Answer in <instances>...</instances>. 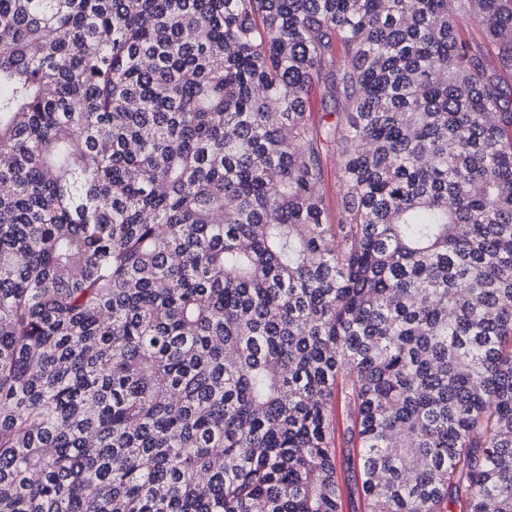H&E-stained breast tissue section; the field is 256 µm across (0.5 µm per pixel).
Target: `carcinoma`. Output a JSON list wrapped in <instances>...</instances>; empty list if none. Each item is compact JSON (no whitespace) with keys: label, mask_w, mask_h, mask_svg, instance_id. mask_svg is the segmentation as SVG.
Here are the masks:
<instances>
[{"label":"carcinoma","mask_w":512,"mask_h":512,"mask_svg":"<svg viewBox=\"0 0 512 512\" xmlns=\"http://www.w3.org/2000/svg\"><path fill=\"white\" fill-rule=\"evenodd\" d=\"M458 13L511 68L512 0ZM353 463L512 512V100L448 0H0V512H344ZM323 162V185L322 190L325 194V201L328 210L329 223H336L337 213V178L336 171L338 167V158L336 151L330 149L324 152L322 156ZM330 411H331V421H332V427L334 429V436H335V451H336V437H337V448L338 452H341V449H343L346 453L345 448H353L351 444L347 446L345 441L347 440V436L345 434V428H346V421H345V412L342 400L340 397L336 399V393H334L333 397L330 400ZM336 421H337V427H336ZM337 429V431H336Z\"/></svg>","instance_id":"obj_1"}]
</instances>
